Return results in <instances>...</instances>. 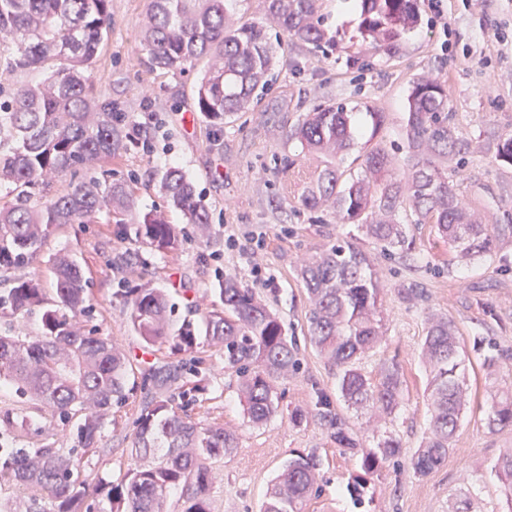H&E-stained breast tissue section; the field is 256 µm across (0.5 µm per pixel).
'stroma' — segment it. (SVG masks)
Returning <instances> with one entry per match:
<instances>
[{"instance_id": "obj_1", "label": "stroma", "mask_w": 512, "mask_h": 512, "mask_svg": "<svg viewBox=\"0 0 512 512\" xmlns=\"http://www.w3.org/2000/svg\"><path fill=\"white\" fill-rule=\"evenodd\" d=\"M241 25L263 24L274 55L266 84L251 110L234 114L223 127L212 126L194 110L201 75L193 68L163 74L145 65L142 29L148 0H112V25L93 64L96 95L112 99L130 120L150 132L148 149L131 148L102 162L100 175L126 184L133 212L166 211L182 238L179 250L164 253L136 235L132 223L53 227L35 262L20 277L39 280L54 299L52 257L76 255L90 279L93 312L88 321L98 335L128 355L133 368L155 361H177L170 344L146 345L134 332L120 291L156 288L174 308L175 321L205 316L221 302L215 289L220 273L232 274L279 313L297 344V371L276 382L279 407L264 425L245 424L234 377L224 371V353L201 342L197 354L210 378L209 390L194 414L236 432L238 443L213 466L212 512H260L265 494L282 464L294 452H316L322 461L319 495L305 512H357L347 484L358 471L356 456L337 448L317 419L297 426L291 415L309 411L318 392L337 394V370L312 344L310 302L299 277L301 265L338 239L356 234L327 208L310 210L301 195L324 166L294 129L318 105L344 103L353 114L354 146L340 169L372 145L386 147L391 170L406 179L409 170L399 144L414 82L431 80L448 94L452 121L471 144L463 166L442 164L457 195L496 226L499 252L494 261L466 262L449 251L433 225L410 224L408 250L388 256L371 249L382 287L378 308L383 324L380 348L364 362L370 376L383 363L396 362L405 380L404 398L392 422H378L368 407L344 411L354 430H374L400 439L413 453L428 430L432 405L420 350L432 315L453 320L470 349L474 370L467 375L469 405L448 451V461L426 476L408 463L386 465L375 481L368 512H448V497L460 486H478L477 505L489 512L498 493L485 482L487 470L512 448V430L489 432L484 417L489 392L512 384V166L496 161L494 142L512 136V0H443L434 13L429 0H414L418 27L390 51L361 33V0H319L318 16L328 48L287 39L268 17L264 0H224ZM385 123L373 129L371 115ZM180 168L207 206L208 236L169 208L160 186L163 171ZM261 241L262 276H255L243 251L248 238ZM487 337L504 355L500 372L488 378L479 368L474 339ZM140 397H131L102 433L99 454L85 458V474L120 478L136 460L131 453L133 422Z\"/></svg>"}]
</instances>
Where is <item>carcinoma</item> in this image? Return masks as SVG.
<instances>
[{
	"instance_id": "1",
	"label": "carcinoma",
	"mask_w": 512,
	"mask_h": 512,
	"mask_svg": "<svg viewBox=\"0 0 512 512\" xmlns=\"http://www.w3.org/2000/svg\"><path fill=\"white\" fill-rule=\"evenodd\" d=\"M111 0H0V38L10 39L15 54L5 58V70H37L36 83H0V184L12 198L0 201V274L29 266L57 224H95L100 212L101 183L95 176L104 157L149 141V131L132 137L124 131L125 113L110 99L93 94L92 64L110 28ZM317 0H264L265 10L283 34L322 46L324 33L317 17ZM362 30L387 50L419 24L412 0H361ZM152 71L182 73L206 61L196 86V111L216 127L224 117L246 111L269 76L273 60L262 25H236L226 16L224 0H151L143 27ZM352 113L343 104L317 107L298 128L309 151L323 157L350 148L354 140ZM469 144L450 122L445 89L430 81L414 83L402 149L412 168L406 183L390 171L388 151L377 146L366 154L361 179H343L328 163L307 187L302 203L325 206L345 222L356 224L374 247L386 255L402 250L408 225L396 213L408 207L416 223L435 226L437 236L465 257L492 261L498 236L481 218L462 206L448 176L435 164L446 158L461 163ZM497 160L512 165V136L495 143ZM82 170L88 178L63 193L52 189L59 178ZM161 187L170 205L181 210L197 231L211 224L207 208L178 168H169ZM117 216L132 211L123 184L109 188ZM138 238L160 251L181 244L180 231L161 212L135 220ZM55 277L53 304L45 302L34 279H12L0 289V313H39L42 333L0 334V384L15 395L34 401L35 409L56 427L69 430L72 446L53 442L30 447L27 416L0 409V487L19 485L28 492L21 504L0 500V512H100L98 489L106 490L109 512H168V496L180 492L176 512H211V464L236 447L237 438L217 424L192 418V406L207 390L196 327L190 320L178 326L163 292L126 288L130 321L149 346L170 339L184 354L178 364L152 365L133 373L121 348L107 338L75 328L67 314L91 316L89 282L80 266L64 253L52 258ZM311 310V342L338 370L340 397L352 406L368 405L383 418L399 408L403 380L391 362L380 368L377 381L361 369V360L381 341L375 314L381 288L370 270L369 257L358 244L338 241L313 256L301 269ZM224 310L205 320V337L224 348V369L234 373L245 400L247 424L268 421L278 406L272 380L298 368L295 342L288 338L279 316L252 289L225 275L218 281ZM431 369L429 382L433 416L422 446L409 458L413 473L426 476L448 459L451 439L466 400L464 366L469 359L453 320L434 317L422 343ZM146 397L135 420V454L165 449L151 465H136L113 481L91 483L81 460L98 448L102 428L137 389ZM181 404L173 405L174 399ZM485 425L491 432L512 428V391L490 394ZM316 417L330 437L361 459L351 478L350 495L357 507L372 500L374 478L383 465L403 455L391 436L366 448L333 402L317 396ZM320 466L314 453L288 459L272 484L262 512H304ZM498 482V512H512V448L491 467ZM448 512H475L470 489L452 495Z\"/></svg>"
}]
</instances>
